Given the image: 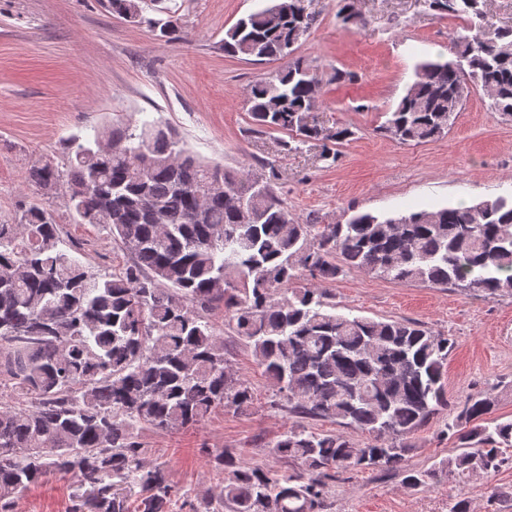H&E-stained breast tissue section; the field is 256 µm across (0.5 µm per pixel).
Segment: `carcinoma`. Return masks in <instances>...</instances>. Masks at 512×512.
<instances>
[{
    "instance_id": "obj_1",
    "label": "carcinoma",
    "mask_w": 512,
    "mask_h": 512,
    "mask_svg": "<svg viewBox=\"0 0 512 512\" xmlns=\"http://www.w3.org/2000/svg\"><path fill=\"white\" fill-rule=\"evenodd\" d=\"M346 23L367 20L339 0ZM466 26L448 56L416 64L414 81L376 131L402 144L448 134L465 95L488 93L512 120V28H496L485 0H424ZM147 0H108L164 42L183 38L179 18L146 15ZM314 23L305 0L271 4L224 32V54L288 64L250 88L256 132L316 142L336 162L355 132L315 121L324 81L294 56ZM67 164L39 160L25 183L56 189L78 224H101L130 253L119 273L97 274L64 246L42 202L0 222V377L30 406L0 408V512L50 474L75 475L71 512H173L179 491L143 460L137 431L194 426L217 409L246 413L255 393L236 375L223 330L251 348L276 397L300 419L338 422L365 435L316 433L299 424L270 442L294 465L274 474L222 451L223 485L193 512H325L328 482L346 470L397 471L411 489L443 477L489 474L512 462V420L491 421L490 390L453 404L443 371L450 338L412 320L336 312L324 284L345 269L394 282L512 294V198L418 210L397 217L356 213L344 224L303 222L264 179L207 162L171 128L115 123L66 140ZM219 180L223 189L208 184ZM451 409L443 435L451 454L429 469L405 464L409 439Z\"/></svg>"
}]
</instances>
